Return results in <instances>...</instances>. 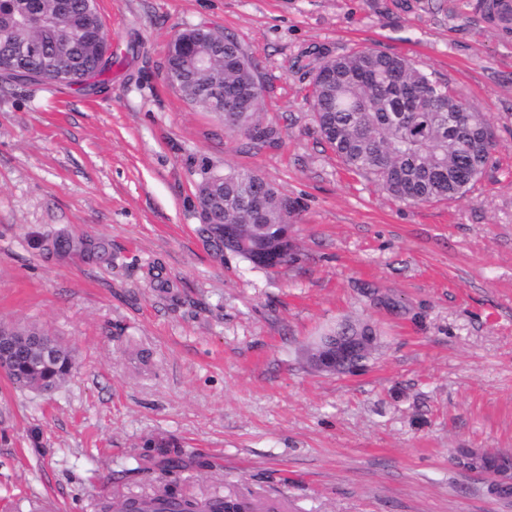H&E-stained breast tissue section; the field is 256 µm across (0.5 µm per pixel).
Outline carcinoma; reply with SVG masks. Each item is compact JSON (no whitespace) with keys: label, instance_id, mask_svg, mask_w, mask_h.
<instances>
[{"label":"carcinoma","instance_id":"obj_1","mask_svg":"<svg viewBox=\"0 0 512 512\" xmlns=\"http://www.w3.org/2000/svg\"><path fill=\"white\" fill-rule=\"evenodd\" d=\"M76 16L93 19L97 30L73 32L68 23L52 17L54 0H0V77L9 81L75 86L88 82L94 89L112 71L115 53L102 58L109 45L97 0H70ZM233 57L238 67H225ZM256 73L236 39L224 35V56L200 68L198 77L179 81L176 88L192 103H205L208 88L224 86L238 98L239 111L224 112V128L258 144L271 139L259 120L261 97L252 91ZM312 107L322 140L342 165L378 185L393 200L407 204L456 201L466 198L484 176L493 155L477 156L472 135L493 130L485 117L449 83L423 65L372 47L336 57V77L326 87L312 77ZM260 181L261 196L247 194L252 180ZM199 195L222 197L219 223L202 224L198 231L212 255L230 254L256 269H268L259 253L282 246L293 250L288 219L295 206L288 197L253 171L228 168L205 173ZM0 336V352L12 353L6 370L15 385L55 390L70 375L71 352L45 328L32 324L9 326ZM474 467L495 475L512 469L508 454H476ZM102 512H252L250 504L234 497L199 501L172 484L152 495L105 504Z\"/></svg>","mask_w":512,"mask_h":512}]
</instances>
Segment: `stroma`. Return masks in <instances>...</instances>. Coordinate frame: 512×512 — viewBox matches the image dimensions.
<instances>
[{"label": "stroma", "mask_w": 512, "mask_h": 512, "mask_svg": "<svg viewBox=\"0 0 512 512\" xmlns=\"http://www.w3.org/2000/svg\"><path fill=\"white\" fill-rule=\"evenodd\" d=\"M98 4L120 56L100 92L0 79V323L48 328L75 361L47 394L0 372V512H99L166 483L255 512H512L463 464L512 454V35L481 0ZM201 23L254 62L271 141L165 79L171 37ZM363 47L485 113L496 149L467 198L397 202L321 141L313 69ZM230 167L294 202L295 263L210 255L196 192ZM342 320L374 350L313 371Z\"/></svg>", "instance_id": "35a3bbf8"}]
</instances>
